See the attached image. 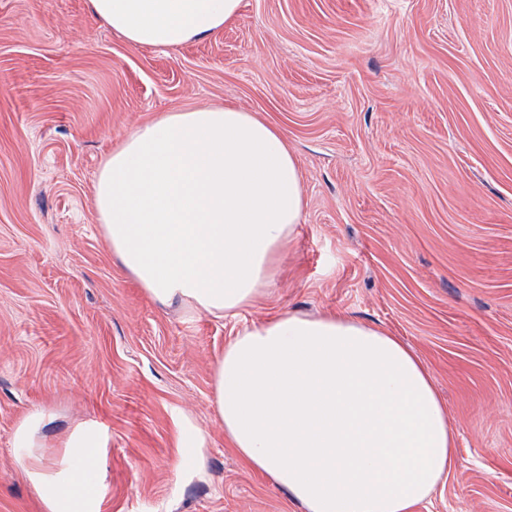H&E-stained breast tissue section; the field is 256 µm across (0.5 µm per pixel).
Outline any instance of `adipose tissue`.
Masks as SVG:
<instances>
[{"mask_svg": "<svg viewBox=\"0 0 512 512\" xmlns=\"http://www.w3.org/2000/svg\"><path fill=\"white\" fill-rule=\"evenodd\" d=\"M133 47L175 48L224 29L241 0H87ZM302 176L281 129L227 104L166 112L105 157L94 210L152 300L237 317L275 285L303 220ZM237 453L306 512H413L453 466L455 437L425 363L348 313L281 312L240 328L214 369ZM26 415L12 446L43 512H100L104 437L76 427L56 457Z\"/></svg>", "mask_w": 512, "mask_h": 512, "instance_id": "ef3b65f1", "label": "adipose tissue"}]
</instances>
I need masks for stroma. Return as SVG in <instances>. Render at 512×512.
<instances>
[{"label": "stroma", "instance_id": "obj_1", "mask_svg": "<svg viewBox=\"0 0 512 512\" xmlns=\"http://www.w3.org/2000/svg\"><path fill=\"white\" fill-rule=\"evenodd\" d=\"M224 102L284 131L306 200L246 321L343 310L399 336L456 438L415 512H512V0H242L170 49L129 46L87 0H0V512H42L11 445L34 410L50 446L101 429V512H305L216 415L237 322L147 297L94 211L130 133Z\"/></svg>", "mask_w": 512, "mask_h": 512}]
</instances>
